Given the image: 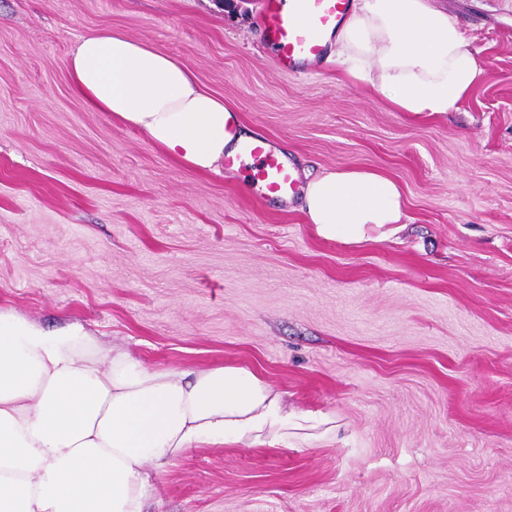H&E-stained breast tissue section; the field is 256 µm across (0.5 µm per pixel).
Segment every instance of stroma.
I'll list each match as a JSON object with an SVG mask.
<instances>
[{"label":"stroma","instance_id":"35a3bbf8","mask_svg":"<svg viewBox=\"0 0 512 512\" xmlns=\"http://www.w3.org/2000/svg\"><path fill=\"white\" fill-rule=\"evenodd\" d=\"M440 5L489 76L416 114L325 61L282 71L259 0H0V309L158 370L247 367L338 425L191 448L155 512H512V0ZM103 29L182 60L298 176L386 172L405 229L321 239L300 198L89 110L65 61Z\"/></svg>","mask_w":512,"mask_h":512}]
</instances>
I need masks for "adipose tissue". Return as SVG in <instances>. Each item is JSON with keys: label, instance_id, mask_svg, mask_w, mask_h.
<instances>
[{"label": "adipose tissue", "instance_id": "adipose-tissue-1", "mask_svg": "<svg viewBox=\"0 0 512 512\" xmlns=\"http://www.w3.org/2000/svg\"><path fill=\"white\" fill-rule=\"evenodd\" d=\"M329 56L400 112H453L487 71L432 0H354ZM73 93L201 171L232 150L233 110L184 62L109 30L67 59ZM302 209L318 237L383 242L402 228L399 185L347 167L309 181ZM336 434L327 414L284 403L242 366L152 370L76 323L49 332L0 310V512H149L150 470L203 444L278 446Z\"/></svg>", "mask_w": 512, "mask_h": 512}]
</instances>
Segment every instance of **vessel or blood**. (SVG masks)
Returning a JSON list of instances; mask_svg holds the SVG:
<instances>
[{"mask_svg": "<svg viewBox=\"0 0 512 512\" xmlns=\"http://www.w3.org/2000/svg\"><path fill=\"white\" fill-rule=\"evenodd\" d=\"M352 10V0H262L261 26L266 48L276 64L291 73L324 59V37L338 33ZM225 169H244L262 198L287 201L298 190L294 168L276 151L268 138L239 142L224 156Z\"/></svg>", "mask_w": 512, "mask_h": 512, "instance_id": "obj_1", "label": "vessel or blood"}]
</instances>
